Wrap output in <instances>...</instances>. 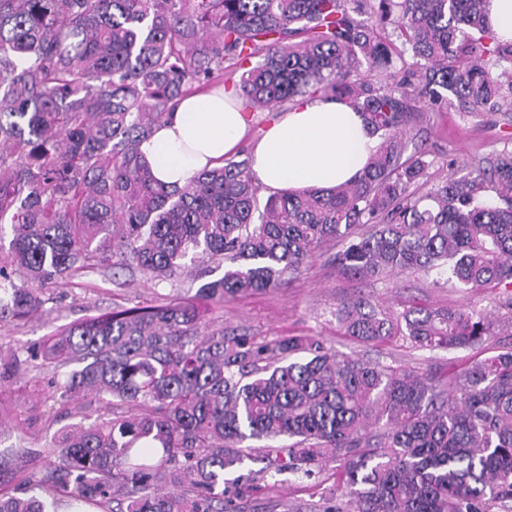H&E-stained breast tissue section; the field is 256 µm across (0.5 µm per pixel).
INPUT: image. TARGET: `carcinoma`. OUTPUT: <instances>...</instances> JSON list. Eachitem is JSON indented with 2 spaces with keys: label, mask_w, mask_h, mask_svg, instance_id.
<instances>
[{
  "label": "carcinoma",
  "mask_w": 512,
  "mask_h": 512,
  "mask_svg": "<svg viewBox=\"0 0 512 512\" xmlns=\"http://www.w3.org/2000/svg\"><path fill=\"white\" fill-rule=\"evenodd\" d=\"M226 62L243 72L224 90L249 110L298 96L351 105L378 139L362 175L263 200L245 157L181 187L160 182L140 144ZM362 68L386 82L355 77ZM448 104L512 116V41L487 25L486 0H0V224L12 232L0 321L104 265L175 281L201 263L197 297L222 304L291 282L336 243L341 274L436 271L505 289L507 310L503 322L361 299L338 308L361 341L483 353L450 386L318 336L210 330L191 305L90 316L41 346L45 364L71 367L50 398L94 394L133 412L67 427L46 471L1 495L0 512H241L239 481L224 473L249 458L245 441L282 437L288 457L268 469L309 477L340 462V498L324 512H512V339L501 340L512 330V150L414 195L433 161L410 133Z\"/></svg>",
  "instance_id": "1"
}]
</instances>
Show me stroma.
Returning <instances> with one entry per match:
<instances>
[{
	"label": "stroma",
	"instance_id": "obj_1",
	"mask_svg": "<svg viewBox=\"0 0 512 512\" xmlns=\"http://www.w3.org/2000/svg\"><path fill=\"white\" fill-rule=\"evenodd\" d=\"M415 139L429 150L434 161L429 178L436 181L452 170L466 174L471 162L512 149V123L498 112L432 108L424 112ZM331 253V248H323L283 287L242 294L221 305L197 298V286L188 275L169 282L95 268L50 288L49 301L39 311L0 322V494L14 493L25 477L43 471L55 436L76 421L69 408L52 401L55 370L34 353L57 330L83 318L177 299L193 304L205 321L228 331L266 340L318 336L341 354L419 372L430 366L449 380L469 359V351L429 353L397 339L361 342L345 336L337 308L362 297L373 306L394 310L412 301L497 310L498 290L437 287L433 275L412 270L360 280L337 273L329 261ZM336 484L332 463L316 468L308 479L270 471L238 505L244 512H323Z\"/></svg>",
	"mask_w": 512,
	"mask_h": 512
}]
</instances>
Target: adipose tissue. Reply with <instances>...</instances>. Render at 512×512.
<instances>
[{"instance_id": "1", "label": "adipose tissue", "mask_w": 512, "mask_h": 512, "mask_svg": "<svg viewBox=\"0 0 512 512\" xmlns=\"http://www.w3.org/2000/svg\"><path fill=\"white\" fill-rule=\"evenodd\" d=\"M252 121L232 93H191L176 102L140 150L157 179L181 186L233 154ZM376 145L350 105L299 97L263 130L252 150L251 173L273 192L333 189L361 175Z\"/></svg>"}]
</instances>
